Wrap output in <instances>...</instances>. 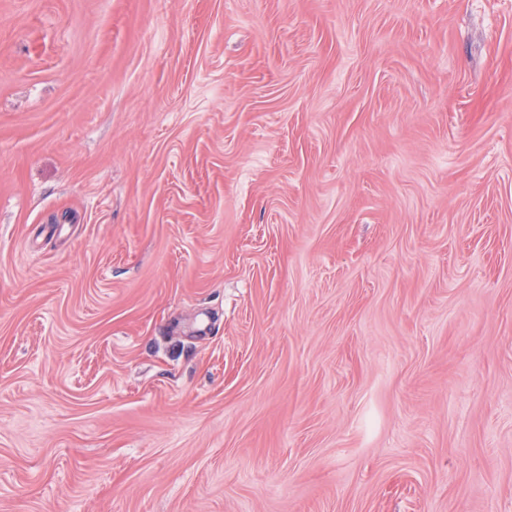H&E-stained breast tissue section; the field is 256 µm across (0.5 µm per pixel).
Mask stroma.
<instances>
[{"label":"stroma","instance_id":"1","mask_svg":"<svg viewBox=\"0 0 512 512\" xmlns=\"http://www.w3.org/2000/svg\"><path fill=\"white\" fill-rule=\"evenodd\" d=\"M0 512H512V0H0Z\"/></svg>","mask_w":512,"mask_h":512}]
</instances>
